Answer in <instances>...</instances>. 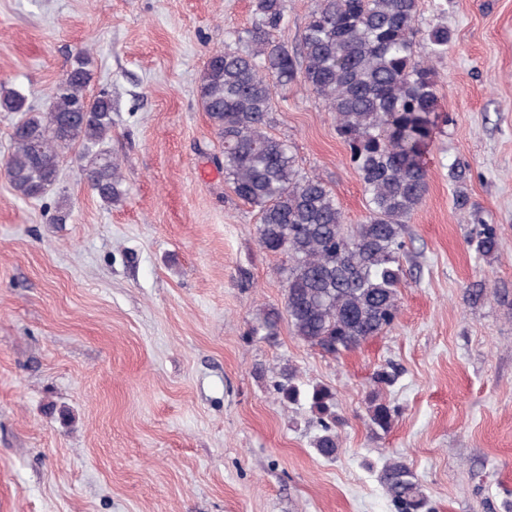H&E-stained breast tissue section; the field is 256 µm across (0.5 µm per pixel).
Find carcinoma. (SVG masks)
<instances>
[{
	"mask_svg": "<svg viewBox=\"0 0 512 512\" xmlns=\"http://www.w3.org/2000/svg\"><path fill=\"white\" fill-rule=\"evenodd\" d=\"M253 23L240 46L212 52L197 95L222 142L224 174L239 200L257 215L258 243L288 258L284 306L262 310L251 335L272 338L287 317L294 335L325 355L351 352L390 328L399 312L404 224L428 191L438 97L434 70L417 55L448 52V28L418 27L420 0H316L294 50L272 40L284 18V0H253ZM302 75L332 112L349 162L366 193L365 221L346 224L332 189L300 172L291 146L273 137L275 90ZM94 79L90 51L78 52L48 106L34 110L20 90L1 89L0 107L20 112L12 150L3 162L17 195L38 199L59 181L62 148L79 145L91 188L110 206L123 197L120 165L103 148L112 131V97L88 93ZM468 243L488 257L499 247L496 227L473 223ZM396 370L374 373L367 395L371 424L387 432L395 408L381 395ZM283 401L309 404L317 419L313 448L327 459L339 453L336 397L303 390L285 367L275 382ZM380 482L398 512H423L427 497L409 467L390 461Z\"/></svg>",
	"mask_w": 512,
	"mask_h": 512,
	"instance_id": "carcinoma-1",
	"label": "carcinoma"
}]
</instances>
